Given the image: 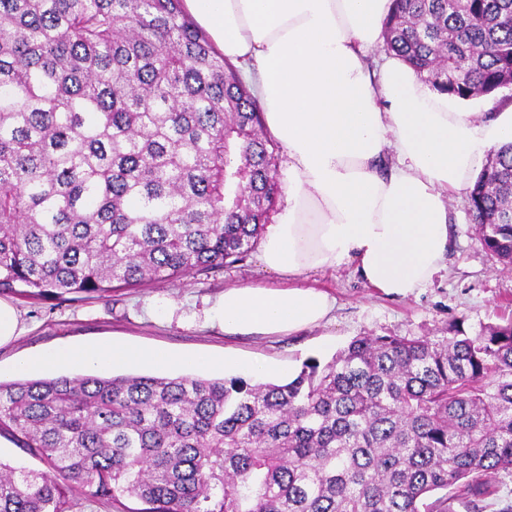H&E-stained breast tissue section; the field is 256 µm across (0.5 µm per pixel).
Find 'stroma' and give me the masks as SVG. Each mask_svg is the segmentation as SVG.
I'll return each instance as SVG.
<instances>
[{
	"label": "stroma",
	"mask_w": 512,
	"mask_h": 512,
	"mask_svg": "<svg viewBox=\"0 0 512 512\" xmlns=\"http://www.w3.org/2000/svg\"><path fill=\"white\" fill-rule=\"evenodd\" d=\"M449 250L445 268L420 291L392 298L366 288L352 265L333 273L312 272L308 282L325 287L336 300L326 326L293 336H227L209 319L226 286L268 281L256 252L208 272H193L163 284L116 288L103 295L66 294L49 300L8 295L21 316L22 332L0 346V381L15 380L14 364L30 353L65 345L118 340L146 348L213 357L194 376L224 375L221 358L260 360L270 381L284 380L310 358L328 361L358 336L416 334L463 322L466 330L512 319V267L500 264L480 244L465 196L449 205Z\"/></svg>",
	"instance_id": "stroma-1"
}]
</instances>
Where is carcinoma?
<instances>
[{
    "label": "carcinoma",
    "instance_id": "carcinoma-1",
    "mask_svg": "<svg viewBox=\"0 0 512 512\" xmlns=\"http://www.w3.org/2000/svg\"><path fill=\"white\" fill-rule=\"evenodd\" d=\"M182 2L0 0V294L159 284L261 236L282 191L262 110ZM382 37L458 101L512 75V0H393ZM467 206L511 265L512 142ZM2 434L45 470L0 461V512H455L512 474V321L358 336L285 384L0 382Z\"/></svg>",
    "mask_w": 512,
    "mask_h": 512
}]
</instances>
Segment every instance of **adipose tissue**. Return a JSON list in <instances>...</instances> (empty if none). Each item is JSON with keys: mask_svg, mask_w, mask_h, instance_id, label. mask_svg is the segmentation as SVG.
Returning a JSON list of instances; mask_svg holds the SVG:
<instances>
[{"mask_svg": "<svg viewBox=\"0 0 512 512\" xmlns=\"http://www.w3.org/2000/svg\"><path fill=\"white\" fill-rule=\"evenodd\" d=\"M392 0H184L216 47L243 67L285 157L286 206L257 259L271 284L231 285L211 311L225 334L279 336L331 322L311 272L354 264L367 287L409 297L444 266L448 201L494 147L512 111L455 112L400 60L369 48ZM192 369L202 356L100 342L27 355L19 375L141 363Z\"/></svg>", "mask_w": 512, "mask_h": 512, "instance_id": "1", "label": "adipose tissue"}]
</instances>
